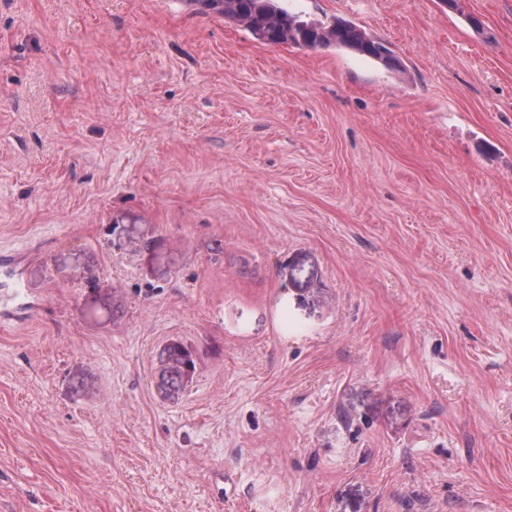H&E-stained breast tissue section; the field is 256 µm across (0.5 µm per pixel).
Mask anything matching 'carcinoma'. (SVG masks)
Listing matches in <instances>:
<instances>
[{"label":"carcinoma","instance_id":"1","mask_svg":"<svg viewBox=\"0 0 512 512\" xmlns=\"http://www.w3.org/2000/svg\"><path fill=\"white\" fill-rule=\"evenodd\" d=\"M205 12L218 14L248 30L269 45H300L309 48L336 45L387 62L392 50L369 37L356 25L335 20L329 26L304 22L279 8L274 0H191Z\"/></svg>","mask_w":512,"mask_h":512}]
</instances>
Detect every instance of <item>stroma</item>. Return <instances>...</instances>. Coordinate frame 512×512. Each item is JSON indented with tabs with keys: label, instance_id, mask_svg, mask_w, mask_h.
Here are the masks:
<instances>
[{
	"label": "stroma",
	"instance_id": "stroma-1",
	"mask_svg": "<svg viewBox=\"0 0 512 512\" xmlns=\"http://www.w3.org/2000/svg\"><path fill=\"white\" fill-rule=\"evenodd\" d=\"M278 4L0 0V512H512V0ZM205 12L218 14L248 30L269 45H300L309 48L336 45L370 58L388 62L392 50L369 37L356 25L335 20L329 26L304 22L279 8L274 0H190Z\"/></svg>",
	"mask_w": 512,
	"mask_h": 512
}]
</instances>
